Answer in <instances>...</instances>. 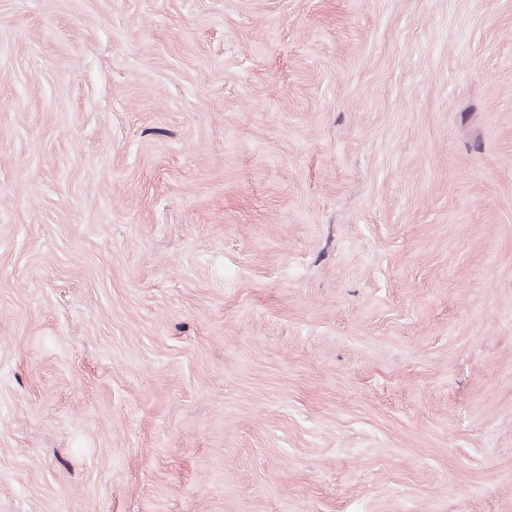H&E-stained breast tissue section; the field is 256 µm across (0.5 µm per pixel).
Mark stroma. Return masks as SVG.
<instances>
[{
	"instance_id": "obj_1",
	"label": "stroma",
	"mask_w": 512,
	"mask_h": 512,
	"mask_svg": "<svg viewBox=\"0 0 512 512\" xmlns=\"http://www.w3.org/2000/svg\"><path fill=\"white\" fill-rule=\"evenodd\" d=\"M0 512H512V0H0Z\"/></svg>"
}]
</instances>
